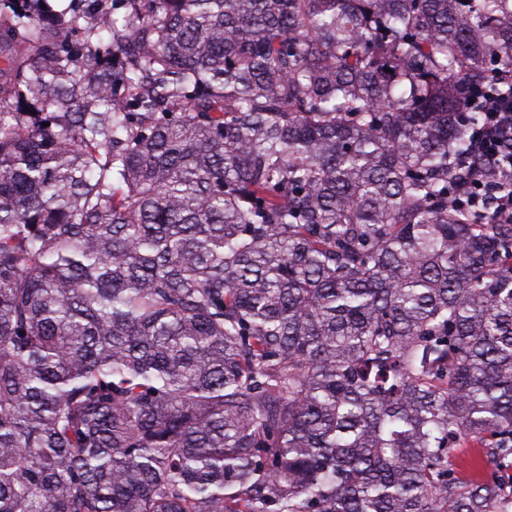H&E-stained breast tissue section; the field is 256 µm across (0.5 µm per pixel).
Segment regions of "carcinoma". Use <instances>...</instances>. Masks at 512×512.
<instances>
[{"label": "carcinoma", "instance_id": "cac0c4a2", "mask_svg": "<svg viewBox=\"0 0 512 512\" xmlns=\"http://www.w3.org/2000/svg\"><path fill=\"white\" fill-rule=\"evenodd\" d=\"M507 63L512 0H0V512H512ZM510 78L498 75L497 82L465 102L460 112L475 111L480 120L468 129L470 154L464 180L455 189V201L481 219L494 224H512V192L500 194L491 175L512 176V94L501 93L497 85ZM473 100V103H470Z\"/></svg>", "mask_w": 512, "mask_h": 512}]
</instances>
